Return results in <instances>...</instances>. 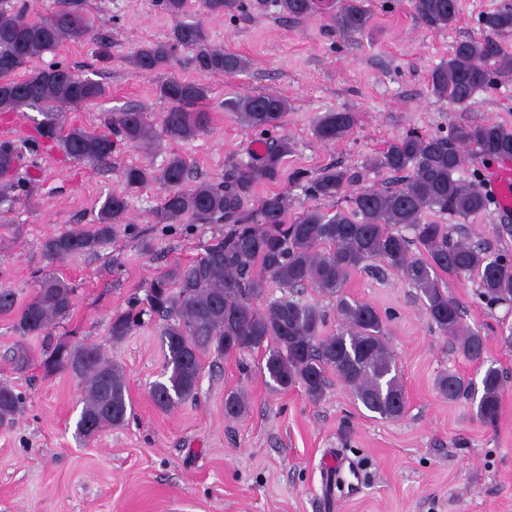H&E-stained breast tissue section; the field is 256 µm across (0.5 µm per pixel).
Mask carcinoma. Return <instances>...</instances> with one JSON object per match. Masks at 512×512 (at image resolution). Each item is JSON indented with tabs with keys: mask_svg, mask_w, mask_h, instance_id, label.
<instances>
[{
	"mask_svg": "<svg viewBox=\"0 0 512 512\" xmlns=\"http://www.w3.org/2000/svg\"><path fill=\"white\" fill-rule=\"evenodd\" d=\"M411 3L417 18L430 28L447 29L458 19V0ZM162 4L175 24L166 39L143 42L132 50L129 63L138 72L162 70L180 49L192 52L190 62L201 75L247 70L246 58L212 46L200 21L185 20L190 0H162ZM202 6L220 16L238 9L239 0H202ZM277 6L288 17L304 19L313 12L314 0H277ZM370 20L363 0H346L334 17L336 27L349 35L365 31ZM481 21L487 35L456 43L448 59L432 70L430 87L438 98L464 105L488 87L493 76L512 74V55L494 38L512 31V5L483 14ZM87 39H95L94 25L82 0H70L67 9L40 18L0 8V112L40 110L42 119L33 142L56 146L79 163L106 166L119 143L156 152L165 141H189L209 128L210 114L196 109L208 87L177 77L157 86L159 98L171 104L161 117L159 134L137 109L118 113L107 134L65 127L62 107L77 110L101 100L106 96L104 84L82 78L63 64L43 70H31L29 65L47 51ZM224 109L242 126L265 131L284 124L289 103L276 95H238L224 100ZM354 123L351 112H327L317 122L315 134L326 143L334 142ZM25 146L0 141V181L6 187H14L12 179ZM292 150L284 135L265 145L252 162L233 165L224 179L192 186V168L176 153L157 169L133 164L122 170L129 187L158 184L165 189L153 211L155 223L192 220L224 225V233L205 247L202 257L159 273L144 298L112 314L114 342L141 326L146 314L165 321L160 330L163 373L151 388L158 407L169 409L195 397L205 353L223 356L261 350L262 373L281 390L299 385L318 401L328 373L333 372L367 411L386 419L400 417L406 400L388 348L386 323L374 306L344 294L350 273L372 263L377 270L397 272L416 289L429 320L455 341L464 357L479 361L484 355L485 337L464 324L459 303L448 295L446 278L475 277L479 295L488 303L512 301V255H495L484 242L466 236L455 240L448 225L428 223L424 216L438 212L466 217L488 210L490 201L480 188L458 177V172L469 151L481 158L512 157V129L486 121L453 125L445 137L409 132L369 160L370 167L396 174V186L362 187L349 199V210L328 214L310 207L290 224L288 195L271 192L255 200L253 193L261 182L278 181ZM357 179L358 175L331 164L306 179V191L315 200H334ZM128 207L125 194L107 195L98 223L46 237L44 252L55 260L96 252L116 235ZM270 283L286 291L316 288L335 298L342 326L324 333L323 309L287 295L268 299ZM72 306L73 288L59 277H45L20 307L15 330L21 336H44L54 321L69 315ZM44 368L70 372L83 384L78 435L90 439L103 428L126 421L123 369L99 346L58 342ZM480 384L476 416L493 425L500 416L503 375L491 364ZM437 386L454 401L470 395L472 381L448 372L438 378ZM20 405L21 396L0 385V425L11 423ZM224 409L226 416L239 417L246 411L244 396L229 395Z\"/></svg>",
	"mask_w": 512,
	"mask_h": 512,
	"instance_id": "cac0c4a2",
	"label": "carcinoma"
}]
</instances>
